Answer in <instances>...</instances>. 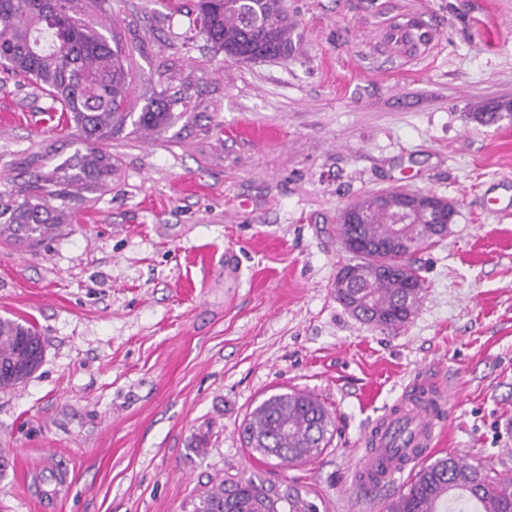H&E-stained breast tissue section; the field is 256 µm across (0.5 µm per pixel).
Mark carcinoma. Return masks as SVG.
I'll return each instance as SVG.
<instances>
[{
  "instance_id": "cac0c4a2",
  "label": "carcinoma",
  "mask_w": 512,
  "mask_h": 512,
  "mask_svg": "<svg viewBox=\"0 0 512 512\" xmlns=\"http://www.w3.org/2000/svg\"><path fill=\"white\" fill-rule=\"evenodd\" d=\"M77 0H0V66L29 78L60 105L75 124L81 147L45 173H33L0 190V238L38 244L53 235L65 216L83 204L85 192L112 184V153L106 142L131 127L150 134L179 115L178 99L160 92L141 112L128 111L134 77L123 48L72 14ZM199 32L230 58L249 61L285 58L296 23L283 0H197ZM512 115L511 103H484L473 117L489 125ZM400 193L362 211L360 223L339 227V238L383 245L380 251L351 255L352 286L334 288L361 310V320L389 331L401 328L419 306L425 281L411 256L432 245V198L413 199L414 212L395 221ZM404 269L385 276L382 268ZM44 339L28 322L0 318V388L15 387L40 366ZM332 414L314 395L300 391L264 398L243 426L247 445L265 458L296 464L317 457L331 439ZM193 512H320L316 499L295 483L250 476L198 496ZM387 512H512V478H495L480 465L445 455L422 467Z\"/></svg>"
}]
</instances>
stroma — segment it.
I'll use <instances>...</instances> for the list:
<instances>
[{"mask_svg": "<svg viewBox=\"0 0 512 512\" xmlns=\"http://www.w3.org/2000/svg\"><path fill=\"white\" fill-rule=\"evenodd\" d=\"M288 58L227 60L194 0H106L81 14L129 55L141 111L161 89L183 117L119 135L107 191L36 246L0 239V316L35 325L39 369L0 390V512H190L227 477L296 481L321 512H387L354 483L365 436L427 375L449 396L440 454L512 477V0H285ZM427 45L395 47L394 21ZM34 81L0 76V181L75 150ZM406 188L457 204L414 255L425 279L394 332L334 294L348 261L337 215ZM296 389L334 413L296 467L247 448L240 425ZM503 113H507L506 115L511 117L512 104L510 102L481 104L476 108L473 117L481 124L491 125V123L496 124L502 120L506 116Z\"/></svg>", "mask_w": 512, "mask_h": 512, "instance_id": "stroma-1", "label": "stroma"}]
</instances>
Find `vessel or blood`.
<instances>
[{
  "label": "vessel or blood",
  "mask_w": 512,
  "mask_h": 512,
  "mask_svg": "<svg viewBox=\"0 0 512 512\" xmlns=\"http://www.w3.org/2000/svg\"><path fill=\"white\" fill-rule=\"evenodd\" d=\"M413 387L411 394L371 428L367 438L369 463L357 469V486L381 488L433 451L437 425L432 411L442 406L444 399L429 380L417 379Z\"/></svg>",
  "instance_id": "b4317fda"
}]
</instances>
